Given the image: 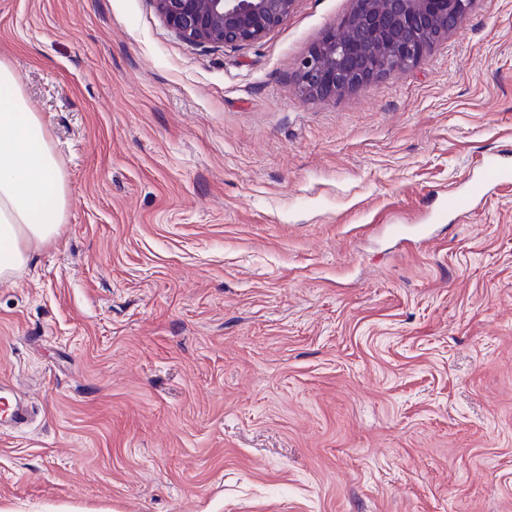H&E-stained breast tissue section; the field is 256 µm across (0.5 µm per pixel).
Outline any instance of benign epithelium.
Instances as JSON below:
<instances>
[{
    "mask_svg": "<svg viewBox=\"0 0 512 512\" xmlns=\"http://www.w3.org/2000/svg\"><path fill=\"white\" fill-rule=\"evenodd\" d=\"M164 22L192 45L243 46L262 40L294 0H154ZM474 0H354L298 65L302 93L332 100L414 65L448 36Z\"/></svg>",
    "mask_w": 512,
    "mask_h": 512,
    "instance_id": "obj_1",
    "label": "benign epithelium"
}]
</instances>
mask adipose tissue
<instances>
[{
  "label": "adipose tissue",
  "mask_w": 512,
  "mask_h": 512,
  "mask_svg": "<svg viewBox=\"0 0 512 512\" xmlns=\"http://www.w3.org/2000/svg\"><path fill=\"white\" fill-rule=\"evenodd\" d=\"M68 204L45 123L29 111L18 73L0 59V278L59 239Z\"/></svg>",
  "instance_id": "obj_1"
}]
</instances>
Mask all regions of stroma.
<instances>
[{
	"mask_svg": "<svg viewBox=\"0 0 512 512\" xmlns=\"http://www.w3.org/2000/svg\"><path fill=\"white\" fill-rule=\"evenodd\" d=\"M353 7L213 47L153 0H0L70 198L0 279V512H512V182L451 206L512 169V0L302 96Z\"/></svg>",
	"mask_w": 512,
	"mask_h": 512,
	"instance_id": "obj_1",
	"label": "stroma"
}]
</instances>
